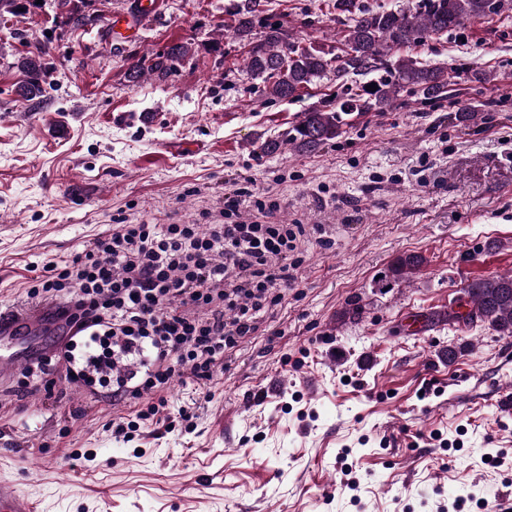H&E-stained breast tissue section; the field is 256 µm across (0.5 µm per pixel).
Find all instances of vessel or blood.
Instances as JSON below:
<instances>
[{
	"mask_svg": "<svg viewBox=\"0 0 512 512\" xmlns=\"http://www.w3.org/2000/svg\"><path fill=\"white\" fill-rule=\"evenodd\" d=\"M159 12L157 0H132L127 13L114 16L113 26L135 32ZM59 330L70 334L64 319L58 318L52 305L41 302L0 304V387L8 384L5 370L18 362L30 363L39 358L35 342L47 331ZM0 512H36L34 502L16 492L6 483L0 484Z\"/></svg>",
	"mask_w": 512,
	"mask_h": 512,
	"instance_id": "vessel-or-blood-1",
	"label": "vessel or blood"
}]
</instances>
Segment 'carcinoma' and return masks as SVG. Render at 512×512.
Segmentation results:
<instances>
[{
	"label": "carcinoma",
	"instance_id": "cac0c4a2",
	"mask_svg": "<svg viewBox=\"0 0 512 512\" xmlns=\"http://www.w3.org/2000/svg\"><path fill=\"white\" fill-rule=\"evenodd\" d=\"M94 0H0V16H22L52 4L56 13L73 28L90 20L87 8ZM502 0H419L396 10L363 11L355 0H336V10L348 17L346 49L327 57L323 51L289 41L279 22H262L257 0H240L233 5L235 38L248 46L245 70L253 80H272L264 93L270 99L288 101L316 80L332 73L336 77V106H315L303 113L287 139L303 152H312L341 133L342 115L347 112H384L399 93L412 90L425 100L448 96V68L427 66L411 57L390 59V53L417 44L428 36L459 27L470 18L499 12ZM51 47L41 41L28 44L17 61L25 80L19 95L27 101L43 96L46 57ZM194 52L187 44H174L150 61L137 60L127 69V78L137 83L144 75L160 81L174 73L175 63ZM373 84L377 91L366 86ZM424 258L418 254L400 256L392 264L395 280L419 269ZM458 310L448 320L487 324L512 337V272L480 278L461 290Z\"/></svg>",
	"mask_w": 512,
	"mask_h": 512
}]
</instances>
